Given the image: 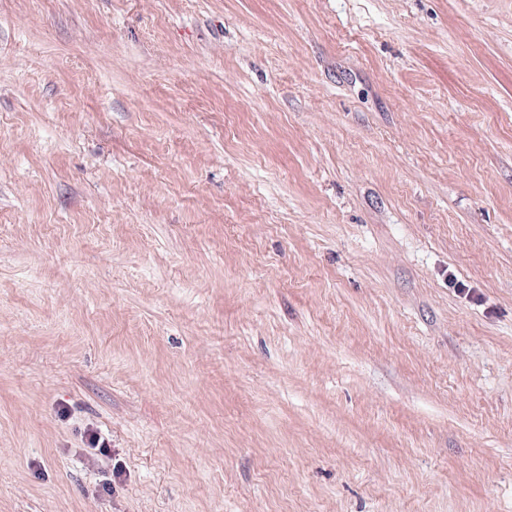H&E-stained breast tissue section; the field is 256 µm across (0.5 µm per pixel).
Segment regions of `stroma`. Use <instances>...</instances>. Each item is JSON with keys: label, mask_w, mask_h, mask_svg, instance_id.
Listing matches in <instances>:
<instances>
[{"label": "stroma", "mask_w": 512, "mask_h": 512, "mask_svg": "<svg viewBox=\"0 0 512 512\" xmlns=\"http://www.w3.org/2000/svg\"><path fill=\"white\" fill-rule=\"evenodd\" d=\"M0 512H512V0H0Z\"/></svg>", "instance_id": "stroma-1"}]
</instances>
